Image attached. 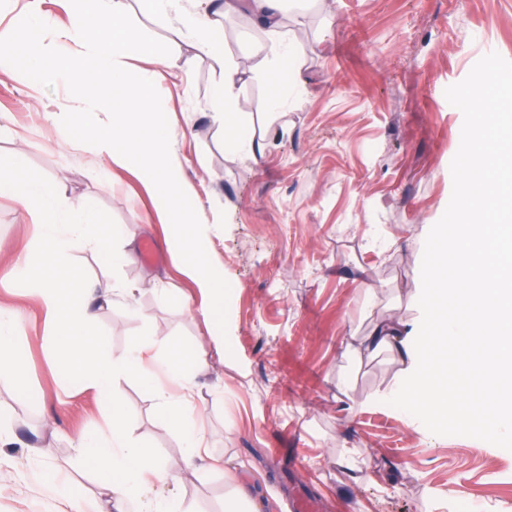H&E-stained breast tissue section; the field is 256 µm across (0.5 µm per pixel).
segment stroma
<instances>
[{"instance_id": "35a3bbf8", "label": "stroma", "mask_w": 512, "mask_h": 512, "mask_svg": "<svg viewBox=\"0 0 512 512\" xmlns=\"http://www.w3.org/2000/svg\"><path fill=\"white\" fill-rule=\"evenodd\" d=\"M121 25L127 85L192 52L174 20L145 14L138 0ZM217 27L223 61L196 57L154 96L224 269L220 352L184 307L196 290L173 268L137 162L114 165L78 135L59 145L53 114L65 84L33 91L0 69V169L18 161L55 183L61 222L72 202L94 199L99 223L136 226L161 256L113 270L89 250L67 252L86 278L138 288L133 306L100 310L97 333L114 355L157 334L206 356L194 396L208 452L269 512H290L299 486L321 512H448L452 498L512 512V433L402 403L392 390L411 367L398 355L349 356L350 341L377 325L425 319L429 248L466 206L463 142L480 136L485 104L512 105V0H317L285 20L289 42L304 49L285 84L273 77L279 50L252 55L260 34L247 13ZM227 62L249 68L232 110L260 154L234 143L212 111ZM35 234L27 208L0 194V308L22 316L28 367L25 387L0 379V420L15 438L0 452V512H70L69 498H90L99 465L73 444L110 433L109 397L70 379L38 297L16 285V260ZM116 384L132 440L178 458L181 436L160 420L148 384ZM230 491L222 472L199 468L174 495L194 512H224Z\"/></svg>"}]
</instances>
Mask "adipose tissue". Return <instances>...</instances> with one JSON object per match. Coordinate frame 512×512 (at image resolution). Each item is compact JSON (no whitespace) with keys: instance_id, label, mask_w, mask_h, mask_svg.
Returning <instances> with one entry per match:
<instances>
[{"instance_id":"obj_1","label":"adipose tissue","mask_w":512,"mask_h":512,"mask_svg":"<svg viewBox=\"0 0 512 512\" xmlns=\"http://www.w3.org/2000/svg\"><path fill=\"white\" fill-rule=\"evenodd\" d=\"M84 2L86 7L76 13L72 28L61 29L49 26L38 0H28L21 26L0 30V45L22 57L27 74L59 78L69 84L70 94L57 114L63 134L83 127L80 106L92 101L112 115L111 123L96 128L91 138L93 148L120 163L126 157V145H136L156 203L169 219L167 243L175 265L200 294L197 313L216 349H223L224 329L213 318L222 275L209 239L201 234L198 222L185 207L186 189L171 170L169 138L159 132L162 116L151 92L144 86L109 101L97 96L98 86L113 77L112 46L123 37L119 21L126 13V0ZM142 2L150 14L175 19L180 36L195 54L218 59L223 51L213 16L245 7L259 28L275 35L283 29L287 0H204L200 11L190 10L186 0ZM244 74L241 66L225 67L212 106L225 130L235 134L240 128L231 105ZM493 150V145L483 140L467 149L469 176L464 195L477 219L462 225L452 240L440 241L430 261L427 322L420 345H413L407 327L387 324L376 327L352 353L359 358L381 350L418 351L425 366L419 375L394 389L395 397L411 402L425 396L442 410L449 395L469 393L472 401L455 412L460 422L469 424L491 417L500 428L512 430V416L505 410L507 399L512 398V182L501 190L507 203H499L491 192L495 171L488 157ZM4 191L22 205L39 206V232L16 263L18 285L40 296L60 340L57 358L69 364L76 379L93 384L112 399L109 437H85L77 442L82 454L107 466L97 483L100 495L114 512H126L133 500L140 503L141 512H181L178 500L156 495L155 489L178 484L182 472L197 468L207 457L193 400L204 362L168 336L138 340L124 355L106 353L94 333L97 314L114 298L133 300L135 287L116 285L111 291L98 292L80 271L59 260L72 244L82 243L103 265L135 262V234L98 223L94 205L87 199L72 204L66 222L57 223L54 185L28 177L18 163L0 172V192ZM452 278L458 280V288H449ZM157 369L182 391L178 398L162 388L154 392L162 419L183 438V451L173 461L159 460L151 448L130 439L122 397L115 386L118 377Z\"/></svg>"}]
</instances>
